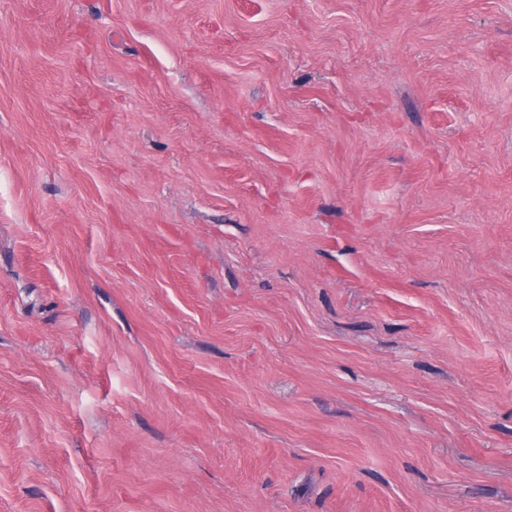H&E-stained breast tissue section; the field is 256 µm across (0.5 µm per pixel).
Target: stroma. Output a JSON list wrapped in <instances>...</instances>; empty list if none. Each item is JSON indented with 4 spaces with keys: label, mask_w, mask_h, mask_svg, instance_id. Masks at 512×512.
Instances as JSON below:
<instances>
[{
    "label": "stroma",
    "mask_w": 512,
    "mask_h": 512,
    "mask_svg": "<svg viewBox=\"0 0 512 512\" xmlns=\"http://www.w3.org/2000/svg\"><path fill=\"white\" fill-rule=\"evenodd\" d=\"M0 512H512V0H0Z\"/></svg>",
    "instance_id": "stroma-1"
}]
</instances>
